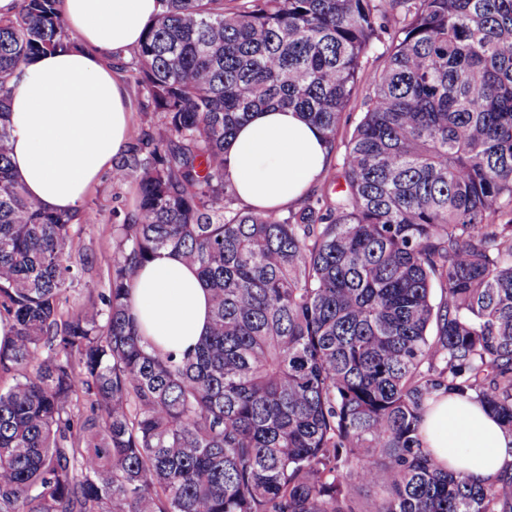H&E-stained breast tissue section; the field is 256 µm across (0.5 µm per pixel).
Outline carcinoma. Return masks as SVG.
Listing matches in <instances>:
<instances>
[{
    "label": "carcinoma",
    "instance_id": "1",
    "mask_svg": "<svg viewBox=\"0 0 512 512\" xmlns=\"http://www.w3.org/2000/svg\"><path fill=\"white\" fill-rule=\"evenodd\" d=\"M159 4L129 64L161 117L112 169L141 171L138 213L107 292L66 317L84 217L15 180L8 101L21 66L76 42L55 0L0 18V512H512V468L448 473L419 433L442 389L512 431V0ZM265 108L323 136V184L295 209L238 207L226 174ZM167 250L211 294L180 361L129 304Z\"/></svg>",
    "mask_w": 512,
    "mask_h": 512
}]
</instances>
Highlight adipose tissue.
Returning a JSON list of instances; mask_svg holds the SVG:
<instances>
[{
  "mask_svg": "<svg viewBox=\"0 0 512 512\" xmlns=\"http://www.w3.org/2000/svg\"><path fill=\"white\" fill-rule=\"evenodd\" d=\"M77 45L21 67L10 108L11 164L28 197L58 212L78 207L99 175L130 141V103L112 61L143 38L156 0H56ZM238 198L255 209L296 203L322 174L319 130L299 113L258 112L226 147ZM141 332L183 358L205 335L209 293L194 268L165 252L139 271L130 290ZM425 448L441 467L477 480L512 467V433L475 401L443 392L427 403Z\"/></svg>",
  "mask_w": 512,
  "mask_h": 512,
  "instance_id": "obj_1",
  "label": "adipose tissue"
}]
</instances>
